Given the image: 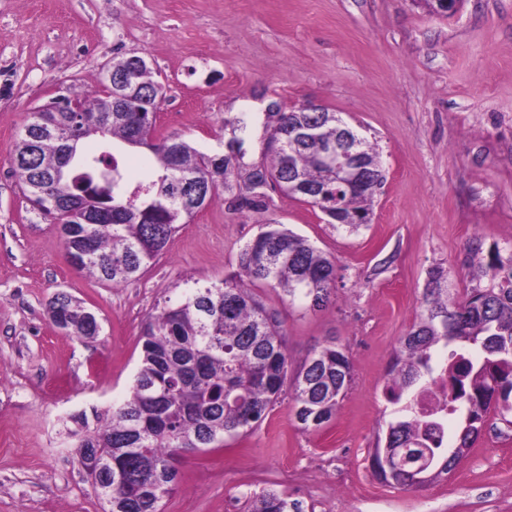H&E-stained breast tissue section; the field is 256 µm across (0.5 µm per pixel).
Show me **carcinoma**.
<instances>
[{
	"label": "carcinoma",
	"instance_id": "1",
	"mask_svg": "<svg viewBox=\"0 0 512 512\" xmlns=\"http://www.w3.org/2000/svg\"><path fill=\"white\" fill-rule=\"evenodd\" d=\"M101 89L81 98L59 87L32 113L18 136L11 167L30 200L60 227L69 262L95 280L121 285L136 279L196 212L181 197L177 176L226 187L230 160L201 152L177 134L154 141L156 115L166 93L152 68L131 73L129 108L116 103V85L102 75ZM80 111L71 112V101ZM263 159L250 165L257 181L237 206L265 208L269 189L320 209L329 222L357 229L368 223L373 186L385 179L380 153L365 141L368 183L349 188L320 160V147L336 140V113L302 106L267 113ZM231 151L244 156L248 122H231ZM102 142L98 154L83 140ZM146 147L158 164L156 179L131 184L115 145ZM66 163L62 180L52 170ZM489 284L456 300L434 275L424 288L420 314L399 338L384 395L394 407L384 446L371 453L375 475L403 488H420L449 474L471 447L490 414H512V252L496 253L484 271ZM261 284L312 308L336 291V264L308 239L282 224L247 242L238 268L221 284L188 288L174 306L145 319L142 359L129 397L105 422L88 427L79 463L93 480L107 512H160L179 483L174 464L183 452L201 451L246 435L289 395L298 426L317 429L332 419L352 381L349 353L332 340L288 377V354L279 313L249 288ZM69 335L98 334L95 315L67 295L50 303ZM448 377L447 400L425 415L418 396ZM452 418L448 440L441 434ZM249 512H303L302 504L273 489L249 502Z\"/></svg>",
	"mask_w": 512,
	"mask_h": 512
}]
</instances>
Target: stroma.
<instances>
[{
	"label": "stroma",
	"mask_w": 512,
	"mask_h": 512,
	"mask_svg": "<svg viewBox=\"0 0 512 512\" xmlns=\"http://www.w3.org/2000/svg\"><path fill=\"white\" fill-rule=\"evenodd\" d=\"M127 52L166 87L157 134L209 155L224 154L228 120L245 115L243 162L262 160L258 98L337 112L381 155L370 223L345 230L276 191L267 208L238 211L222 192L136 280L112 287L72 266L10 153L34 108L63 85L88 92ZM272 222L336 263L326 308L258 291L280 314L289 365L333 338L350 352L352 384L324 428L299 429L284 399L249 435L184 454L162 512H246L264 489L303 512H512L505 424H488L448 477L416 491L380 480L370 461L392 418L387 368L431 275L465 299L512 244V0H460L450 16L424 0H0V512H103L78 461L75 416L125 399L147 315L220 282ZM60 292L95 314L97 336L53 324Z\"/></svg>",
	"instance_id": "stroma-1"
}]
</instances>
